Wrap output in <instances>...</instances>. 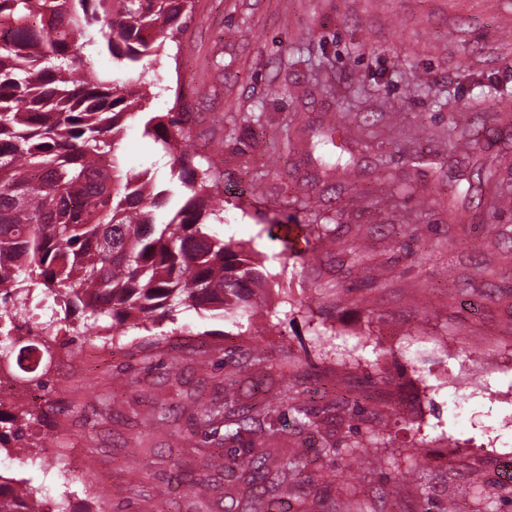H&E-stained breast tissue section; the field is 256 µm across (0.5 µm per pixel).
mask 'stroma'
<instances>
[{
  "instance_id": "stroma-1",
  "label": "stroma",
  "mask_w": 512,
  "mask_h": 512,
  "mask_svg": "<svg viewBox=\"0 0 512 512\" xmlns=\"http://www.w3.org/2000/svg\"><path fill=\"white\" fill-rule=\"evenodd\" d=\"M159 72L145 109L183 92L197 159L224 174L211 230L277 273L276 324L189 310L87 333L74 315L37 369L47 388L12 403L31 413L29 445L0 450V473L72 512H154L162 487L187 512L196 449L230 446L190 414L232 377L261 426H287L281 448L314 460L276 512H512V212L489 216L478 183L493 168L512 185V0H195ZM331 126L357 161L326 173L302 138ZM123 146L129 172L167 181L140 121ZM317 214L344 249L287 246ZM47 449L71 470L36 463ZM413 452L421 487L396 496Z\"/></svg>"
}]
</instances>
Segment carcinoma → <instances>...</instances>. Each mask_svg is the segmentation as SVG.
Instances as JSON below:
<instances>
[{
    "label": "carcinoma",
    "instance_id": "obj_1",
    "mask_svg": "<svg viewBox=\"0 0 512 512\" xmlns=\"http://www.w3.org/2000/svg\"><path fill=\"white\" fill-rule=\"evenodd\" d=\"M192 0H0V303L22 318L27 301L52 295L56 316L42 323L43 341L55 338L61 320L80 311L112 318L129 330L149 326L180 309L205 310L224 320H251L263 308L276 278L242 245L210 231L221 221L215 199L222 173L193 164L185 113L146 112L155 87L147 69L182 30ZM90 54L104 52L127 71L130 83L110 73L88 76ZM144 120V132L170 157V184L157 188L144 174L124 171L122 135L128 120ZM490 210L509 197L496 171ZM208 429L234 425L240 447L224 461L236 483L224 496H251L248 512H265L267 458L284 431L255 425L239 406L235 383L224 403L194 416ZM0 445L20 444L29 422L0 409ZM220 455L204 458L196 487L211 485ZM306 468L297 453L278 460L273 491L285 498Z\"/></svg>",
    "mask_w": 512,
    "mask_h": 512
}]
</instances>
